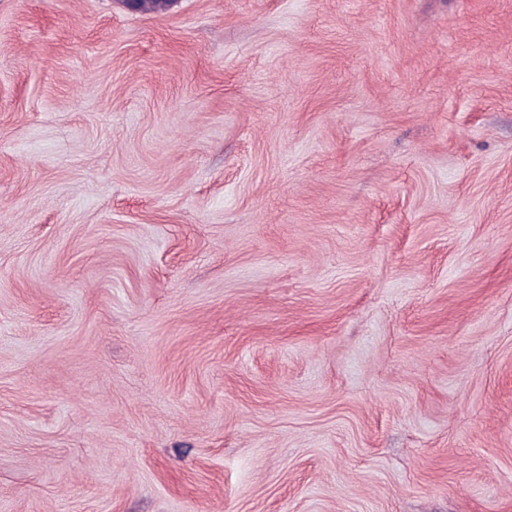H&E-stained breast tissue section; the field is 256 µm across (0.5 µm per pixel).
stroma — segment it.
<instances>
[{
  "mask_svg": "<svg viewBox=\"0 0 512 512\" xmlns=\"http://www.w3.org/2000/svg\"><path fill=\"white\" fill-rule=\"evenodd\" d=\"M0 512H512V0H0Z\"/></svg>",
  "mask_w": 512,
  "mask_h": 512,
  "instance_id": "obj_1",
  "label": "stroma"
}]
</instances>
